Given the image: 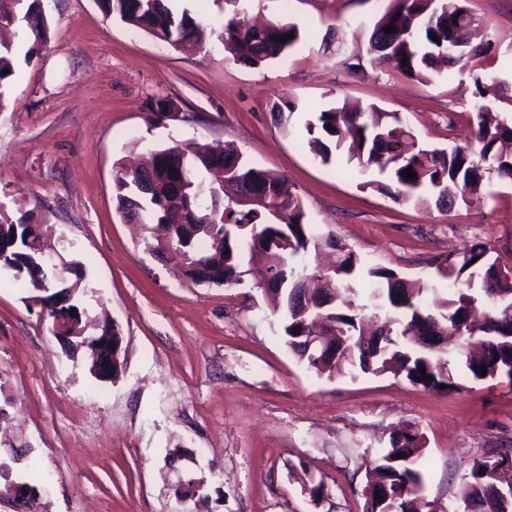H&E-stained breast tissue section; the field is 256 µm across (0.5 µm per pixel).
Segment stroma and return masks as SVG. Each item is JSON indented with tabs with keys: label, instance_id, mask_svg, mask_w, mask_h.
Here are the masks:
<instances>
[{
	"label": "stroma",
	"instance_id": "stroma-1",
	"mask_svg": "<svg viewBox=\"0 0 512 512\" xmlns=\"http://www.w3.org/2000/svg\"><path fill=\"white\" fill-rule=\"evenodd\" d=\"M205 31L181 50L116 18L96 0H41L49 38L21 64L0 102V208L53 225L65 259L86 267L90 318L122 333V371L91 377L82 356L51 332L29 289L0 267V478H47L34 512H367V469L394 430L425 439L422 497L446 507L489 449L512 453V383L456 374L438 391L390 373L328 378L285 342L281 318L256 288L199 285L177 261L158 260L141 226L116 210L121 165L178 143H232L254 166L284 175L307 219L368 266L446 293L440 273L477 241L512 266V184L484 185L472 205L424 209L360 188L346 168L314 162L304 123L350 100L398 114L428 145L470 131L473 76L512 85V0H467L491 48L420 84L368 63L367 34L389 0H169ZM295 23L301 41L251 68L217 39L226 18ZM363 61L361 71L348 63ZM179 120L155 119L160 99ZM296 110L278 114V104ZM177 474H169V464ZM202 481L179 498L176 477ZM327 493L313 498L310 482Z\"/></svg>",
	"mask_w": 512,
	"mask_h": 512
}]
</instances>
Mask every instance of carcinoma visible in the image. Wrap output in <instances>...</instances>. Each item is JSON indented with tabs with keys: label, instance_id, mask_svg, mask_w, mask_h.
I'll return each mask as SVG.
<instances>
[{
	"label": "carcinoma",
	"instance_id": "carcinoma-1",
	"mask_svg": "<svg viewBox=\"0 0 512 512\" xmlns=\"http://www.w3.org/2000/svg\"><path fill=\"white\" fill-rule=\"evenodd\" d=\"M448 8L435 0H391L386 12L368 36L370 62H391L407 77L426 84L441 76L440 63L451 67L458 59L440 58L448 36L472 26L474 18L464 0H447ZM105 16L117 18L163 42L178 45L198 42L200 26L188 13L173 12L166 0H99ZM17 36L28 44L24 61L47 39L48 22L36 2L16 15ZM392 26L394 33L384 28ZM291 36L283 42L278 38ZM437 36L432 40L431 36ZM224 48L243 64L265 66L294 47L299 30L290 22H272L259 33L236 15L228 18L219 33ZM18 64L13 46L0 48V100L8 79ZM501 82L497 75L474 78L473 105L476 127L472 137L451 148H428L420 144L415 131L396 113L365 112L345 100L318 112L316 122L305 125V144L323 166L346 163L358 175L376 167L387 181H366L400 203L413 202L428 208L444 201L470 203L469 194L482 182L512 181V121L502 117L486 101L490 86ZM154 174L164 182L172 169L191 172L179 199L154 201L141 195L142 172L119 169L114 178L118 212L137 205L146 224L168 220L169 209L184 210L182 248L190 263L210 260L216 251V237H222L224 268L241 269L244 256L252 249L253 233L267 232L290 242L273 254L292 262L301 254L322 245L336 250L333 267L323 273L306 266L284 280L277 264L269 265L271 294L281 307L286 343L291 351L317 375H341L358 368L364 373L390 372L424 388L451 390L457 387L451 364L461 365L476 380L506 377L512 383V267L488 257L489 247L474 245L458 262H448L444 278L452 281L447 297L435 296L436 288L426 281L400 277L388 268H369L375 288L370 303L356 301L364 264L350 248L320 235L307 221L303 203L299 211L287 212L275 202L245 210L237 198L258 191L281 192L284 178L250 164L241 151L226 147L220 153L197 144L173 145L156 150ZM410 169L417 178L404 177ZM202 224L209 225L199 230ZM411 310L406 314L405 310ZM334 325L336 335L346 341L344 361L317 364L296 347L297 337L317 325L318 319ZM425 372H420V369ZM400 448L395 437L389 447L372 461L368 486L387 484L390 494L372 498L368 512H410L411 495L423 487L420 469L424 443L418 431L406 435ZM512 466L505 452L490 451L473 462L466 492L448 503V512H512V485H503L499 472Z\"/></svg>",
	"mask_w": 512,
	"mask_h": 512
}]
</instances>
